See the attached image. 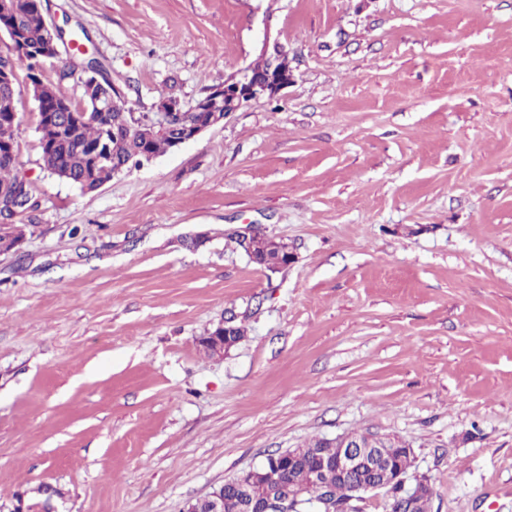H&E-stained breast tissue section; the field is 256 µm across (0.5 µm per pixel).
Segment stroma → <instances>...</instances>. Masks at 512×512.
<instances>
[{"mask_svg":"<svg viewBox=\"0 0 512 512\" xmlns=\"http://www.w3.org/2000/svg\"><path fill=\"white\" fill-rule=\"evenodd\" d=\"M136 115L286 49L294 82L93 192L44 167L0 253V505L181 512L269 454L406 443L429 512H512V0H43ZM288 241L277 272L226 238ZM236 315L221 356L198 340Z\"/></svg>","mask_w":512,"mask_h":512,"instance_id":"stroma-1","label":"stroma"}]
</instances>
